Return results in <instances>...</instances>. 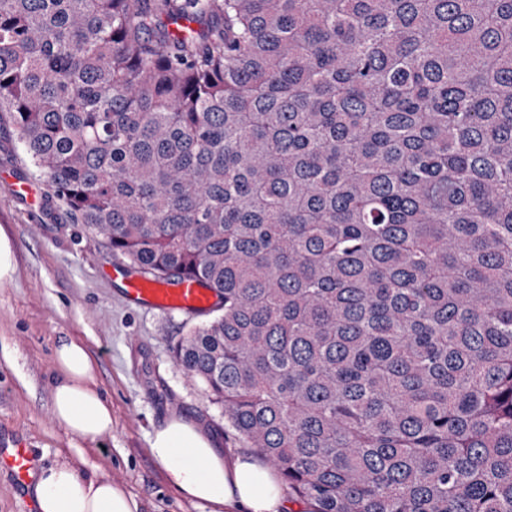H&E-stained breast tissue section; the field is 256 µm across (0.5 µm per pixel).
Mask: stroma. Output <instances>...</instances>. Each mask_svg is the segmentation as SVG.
Returning a JSON list of instances; mask_svg holds the SVG:
<instances>
[{"label":"stroma","instance_id":"obj_1","mask_svg":"<svg viewBox=\"0 0 512 512\" xmlns=\"http://www.w3.org/2000/svg\"><path fill=\"white\" fill-rule=\"evenodd\" d=\"M41 196L32 207L12 194L10 179ZM0 230L12 249L13 272L0 281V430L18 433L40 468L80 461L131 492L140 512H208L183 499L149 455L148 437L168 417L194 419L225 455L248 444L224 421L198 382L173 363L171 348L194 320L127 302V259L76 223L32 166L9 118L0 119ZM123 275H116V267ZM87 346L96 382L112 404V431L88 443L66 434L51 413L54 355L62 339Z\"/></svg>","mask_w":512,"mask_h":512}]
</instances>
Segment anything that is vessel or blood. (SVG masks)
I'll use <instances>...</instances> for the list:
<instances>
[{"instance_id": "1", "label": "vessel or blood", "mask_w": 512, "mask_h": 512, "mask_svg": "<svg viewBox=\"0 0 512 512\" xmlns=\"http://www.w3.org/2000/svg\"><path fill=\"white\" fill-rule=\"evenodd\" d=\"M124 295L129 303L162 313L182 312L198 316L210 312L217 301L214 290L188 276L175 283L129 278L125 281ZM36 469L33 451L24 440L0 438V472L7 473L17 489H24L32 482Z\"/></svg>"}]
</instances>
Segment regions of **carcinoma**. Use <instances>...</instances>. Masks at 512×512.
Listing matches in <instances>:
<instances>
[{
    "label": "carcinoma",
    "mask_w": 512,
    "mask_h": 512,
    "mask_svg": "<svg viewBox=\"0 0 512 512\" xmlns=\"http://www.w3.org/2000/svg\"><path fill=\"white\" fill-rule=\"evenodd\" d=\"M5 114L306 512H512V0H0Z\"/></svg>",
    "instance_id": "obj_1"
}]
</instances>
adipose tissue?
<instances>
[{
    "mask_svg": "<svg viewBox=\"0 0 512 512\" xmlns=\"http://www.w3.org/2000/svg\"><path fill=\"white\" fill-rule=\"evenodd\" d=\"M51 410L70 434L95 442L112 430V406L99 391L86 347L62 342L55 350ZM149 453L169 486L184 499L225 512H293L275 468L252 455L225 456L193 420L170 417L150 435ZM39 512H139L129 491L103 475H85L71 461L43 470L34 487Z\"/></svg>",
    "mask_w": 512,
    "mask_h": 512,
    "instance_id": "1",
    "label": "adipose tissue"
}]
</instances>
